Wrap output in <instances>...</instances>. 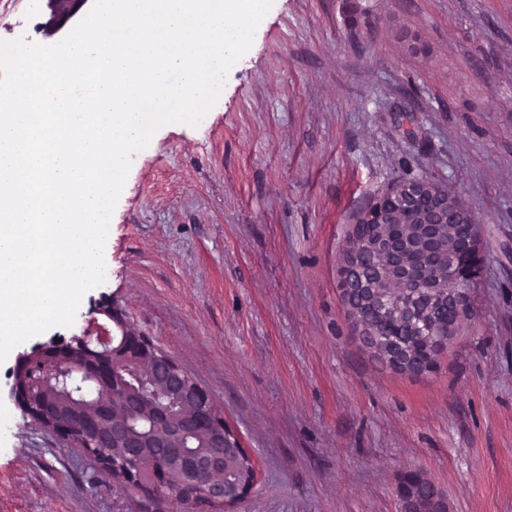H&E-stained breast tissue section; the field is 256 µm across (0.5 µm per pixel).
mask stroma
Wrapping results in <instances>:
<instances>
[{"label": "stroma", "instance_id": "35a3bbf8", "mask_svg": "<svg viewBox=\"0 0 512 512\" xmlns=\"http://www.w3.org/2000/svg\"><path fill=\"white\" fill-rule=\"evenodd\" d=\"M48 0H13L0 41L55 44ZM426 179L479 215L472 315L434 372L363 347L338 265L357 217ZM105 280L207 391L256 469L235 512H400L414 470L449 512H512V0H273L198 125L134 154ZM0 363V512H215L110 473L35 425Z\"/></svg>", "mask_w": 512, "mask_h": 512}]
</instances>
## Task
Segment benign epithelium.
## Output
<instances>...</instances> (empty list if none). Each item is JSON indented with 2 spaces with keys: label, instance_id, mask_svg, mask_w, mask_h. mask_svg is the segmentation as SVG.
Returning <instances> with one entry per match:
<instances>
[{
  "label": "benign epithelium",
  "instance_id": "obj_1",
  "mask_svg": "<svg viewBox=\"0 0 512 512\" xmlns=\"http://www.w3.org/2000/svg\"><path fill=\"white\" fill-rule=\"evenodd\" d=\"M87 0H50L62 22L68 21ZM411 181L399 189L402 205L426 216L417 237L409 240L395 234L381 245L396 260L418 247L435 255L442 246L439 235L448 230V281L471 284L478 271L477 218L464 202H448L419 189ZM339 285L345 294L357 287L352 268L340 265ZM105 315L119 330L97 345L90 337L74 336L71 341L52 339L29 353L17 356L12 370L11 395L22 412L39 426L55 433L92 455L90 445L112 449V459L99 464L116 472L138 459L154 457L163 462L160 472L150 475L139 470L138 479L159 493L166 476L178 479L185 489H202L201 497L191 494L188 502L233 508L249 491L231 482H212L232 463L244 458L238 436L224 426V416L209 394L152 340L132 331L122 312L107 304ZM393 369L404 374L424 375L434 368L432 356H417L402 345L382 352ZM89 384L97 397L72 410L66 400L74 389ZM119 402L127 416L112 418V405ZM182 447H173L174 442ZM401 512H448V503L430 479L404 475L399 488Z\"/></svg>",
  "mask_w": 512,
  "mask_h": 512
}]
</instances>
